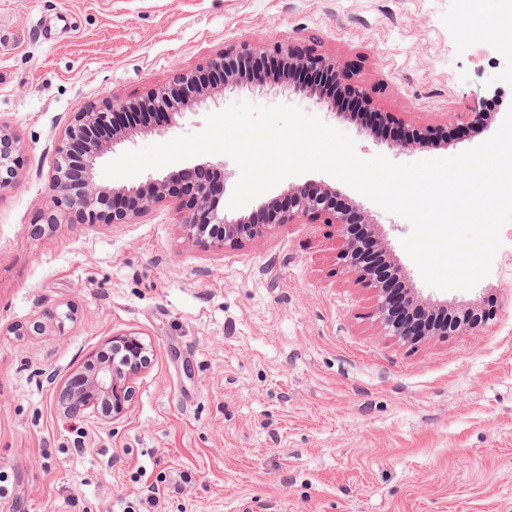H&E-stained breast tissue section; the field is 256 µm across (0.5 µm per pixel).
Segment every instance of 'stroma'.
I'll return each instance as SVG.
<instances>
[{
  "mask_svg": "<svg viewBox=\"0 0 512 512\" xmlns=\"http://www.w3.org/2000/svg\"><path fill=\"white\" fill-rule=\"evenodd\" d=\"M274 39L336 57L373 111L448 136L395 152L289 81L223 96L298 107L348 134L363 159L451 157L512 110V56L466 0H0V126L23 153L0 189V512H512V222L487 277L439 290L402 246L410 222L333 176L287 177L233 210L237 164L201 159L217 170L228 217L254 216L292 185L327 186L362 212L422 299L491 312L414 345L383 335L371 292L337 264L330 224L202 247L166 201L129 224L38 228L47 209L67 208L49 176L75 112ZM495 87L494 115L463 126L473 98ZM215 110L203 103L103 160L200 132ZM201 160L95 179L144 190ZM67 309L64 324L47 317ZM124 332L153 348L127 412L64 413L60 383Z\"/></svg>",
  "mask_w": 512,
  "mask_h": 512,
  "instance_id": "35a3bbf8",
  "label": "stroma"
}]
</instances>
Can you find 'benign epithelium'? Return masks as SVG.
<instances>
[{"label":"benign epithelium","instance_id":"7a95c632","mask_svg":"<svg viewBox=\"0 0 512 512\" xmlns=\"http://www.w3.org/2000/svg\"><path fill=\"white\" fill-rule=\"evenodd\" d=\"M258 60L272 64L271 72L287 69L292 73L327 72L362 105H369L367 92L351 81L340 61L321 54H301L276 41L266 46L241 44L230 46L212 58L203 68L178 75L173 82L150 88L139 98H126L114 91L104 97L103 106L90 105L75 113L61 134L55 150L50 188L64 199L68 208L91 224H127L167 199L178 201L183 213L186 235L203 246L237 247L263 234L276 224H314L323 220L336 227L341 240L337 253L339 268L354 284L372 293L373 315L385 335L403 343H417L432 331L448 332V326L401 323L396 315L395 296L381 277L361 255L354 233L362 214L356 208L337 206L335 192L318 187H289L281 201L264 204L270 213L264 224L246 217L230 219L218 210V187L210 177V166L198 165L156 180L148 191L136 192L125 186L104 187L96 183L97 162L114 146L133 136V131H149L146 118L162 122L158 133L177 124L185 110L201 102H214L224 90L241 83ZM426 135L414 128L397 127L389 145L404 151ZM20 165L17 136L0 128V188ZM417 294L402 293L401 306L410 309ZM106 345L112 351H124L119 362L99 360L101 351L91 352L83 362V372L68 379L59 388L58 402L68 413L73 411L112 419L122 415L132 399V381L151 364L152 346L134 333L113 335Z\"/></svg>","mask_w":512,"mask_h":512}]
</instances>
